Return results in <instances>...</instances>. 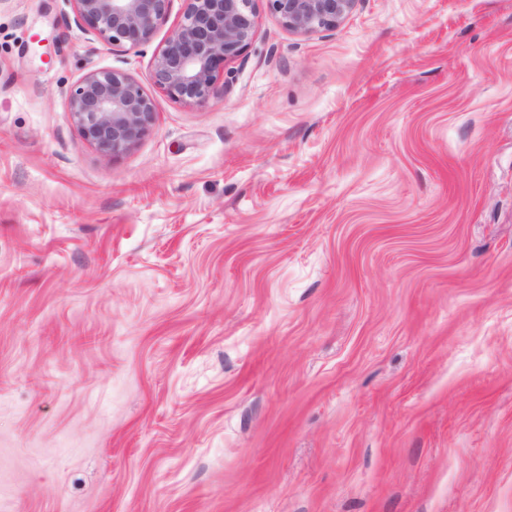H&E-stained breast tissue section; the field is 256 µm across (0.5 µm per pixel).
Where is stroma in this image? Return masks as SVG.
<instances>
[{"label": "stroma", "instance_id": "1", "mask_svg": "<svg viewBox=\"0 0 512 512\" xmlns=\"http://www.w3.org/2000/svg\"><path fill=\"white\" fill-rule=\"evenodd\" d=\"M184 8L0 0V512H512V0L260 9L202 107L149 79ZM75 24L104 45L149 43L165 21L172 0H69ZM68 112L80 136L107 159L135 148L155 121L152 100L133 79L112 69L85 74L69 96Z\"/></svg>", "mask_w": 512, "mask_h": 512}]
</instances>
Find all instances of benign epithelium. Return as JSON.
Returning a JSON list of instances; mask_svg holds the SVG:
<instances>
[{"mask_svg":"<svg viewBox=\"0 0 512 512\" xmlns=\"http://www.w3.org/2000/svg\"><path fill=\"white\" fill-rule=\"evenodd\" d=\"M75 24L104 45L137 46L152 40L172 0H70ZM178 29L156 52L150 71L154 86L188 106H202L217 92L225 63L250 45L257 0H184ZM288 31L309 34L336 28L358 0H264ZM80 136L104 158L133 148L155 121L152 100L125 73L98 69L85 74L68 100Z\"/></svg>","mask_w":512,"mask_h":512,"instance_id":"7a95c632","label":"benign epithelium"}]
</instances>
